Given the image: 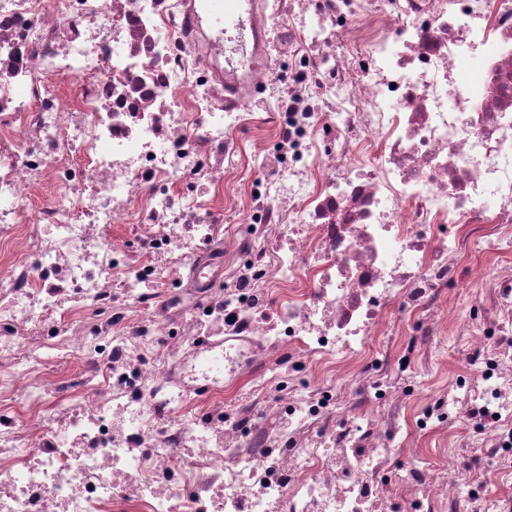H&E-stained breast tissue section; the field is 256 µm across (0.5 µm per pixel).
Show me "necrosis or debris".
<instances>
[{"mask_svg": "<svg viewBox=\"0 0 512 512\" xmlns=\"http://www.w3.org/2000/svg\"><path fill=\"white\" fill-rule=\"evenodd\" d=\"M210 2L0 0V512H512V0ZM213 23L220 24L224 30L238 28L234 0H218L214 2L212 12ZM469 261L473 266L482 267L492 272L501 265L512 266V252L511 254H496L489 251L485 244H479L469 255ZM448 295L450 296L449 304L447 303L442 311L448 313L449 305L459 319L464 317L465 311L470 305L483 301L480 285L463 276L448 284Z\"/></svg>", "mask_w": 512, "mask_h": 512, "instance_id": "necrosis-or-debris-1", "label": "necrosis or debris"}]
</instances>
